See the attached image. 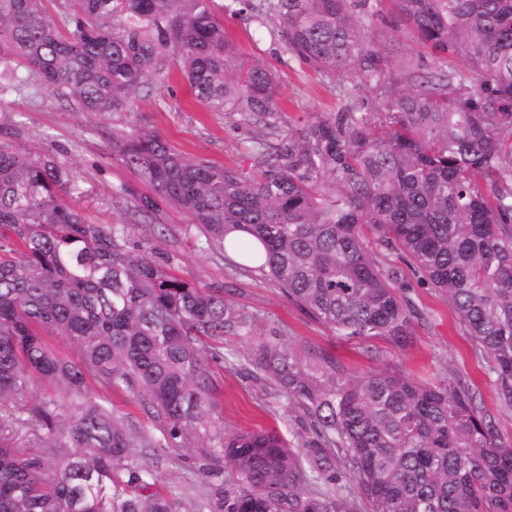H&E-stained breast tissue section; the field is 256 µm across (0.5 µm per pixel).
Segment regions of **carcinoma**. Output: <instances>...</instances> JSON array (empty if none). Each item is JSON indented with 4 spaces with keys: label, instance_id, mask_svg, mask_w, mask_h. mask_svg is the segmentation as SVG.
<instances>
[{
    "label": "carcinoma",
    "instance_id": "obj_1",
    "mask_svg": "<svg viewBox=\"0 0 512 512\" xmlns=\"http://www.w3.org/2000/svg\"><path fill=\"white\" fill-rule=\"evenodd\" d=\"M0 0V82L27 64L79 112H130L176 67L194 101L267 130L255 177L175 150L141 126L112 156L148 192L134 223L186 214L208 248L244 229L249 262L343 338L406 344L416 308L399 293L403 256L441 291L512 409V0H268L289 53L374 93L300 126L281 125L278 80L241 60L217 11L250 0ZM388 13L434 56L467 67L389 70L367 35ZM0 138V512H512V444L460 378L416 381L385 363L363 376L274 336L256 369L310 420L300 445L276 430L217 432L203 448L228 477L199 504L154 490L158 467L214 425L213 366L224 333L246 327L222 288L136 253L125 224H95L65 196L73 169ZM74 347L75 363L38 329ZM56 396L25 398L37 382ZM127 391L161 433L89 395ZM55 465L53 475L46 470Z\"/></svg>",
    "mask_w": 512,
    "mask_h": 512
}]
</instances>
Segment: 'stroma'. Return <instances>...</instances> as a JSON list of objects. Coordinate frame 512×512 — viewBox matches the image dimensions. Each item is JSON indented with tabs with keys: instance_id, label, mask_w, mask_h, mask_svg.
<instances>
[{
	"instance_id": "1",
	"label": "stroma",
	"mask_w": 512,
	"mask_h": 512,
	"mask_svg": "<svg viewBox=\"0 0 512 512\" xmlns=\"http://www.w3.org/2000/svg\"><path fill=\"white\" fill-rule=\"evenodd\" d=\"M255 8L226 16L225 28L246 61H260L279 78V92L287 121L298 123L335 111L343 94L365 97L364 89L344 81H330L300 64L273 33L261 10ZM372 36L391 49L393 65L412 62L430 72L437 62L401 25L374 21ZM142 124L162 135L176 150L253 172L252 149L261 128L210 112L194 103L185 81L177 75L168 83L153 84L139 93L133 112L98 114L76 112L53 92L36 85L0 91V134L18 133L19 141L54 154L76 173L77 190L70 203L80 207L97 224H124L130 245L138 252L171 253L172 271L201 288L220 287L228 303L242 312L246 328L224 335V366L216 367L214 418L224 430L247 431L278 428L293 444L310 434V422L274 383L253 374L252 363L260 341L280 336L294 346L323 350L355 375H366L390 363L414 379L436 382L456 376L476 387L486 409L495 417L500 437L512 440V410L507 409L487 360L466 336L458 314L440 291L424 286L407 290L406 297L421 317L403 346L390 338L343 341L288 301L266 273L244 268L228 259L220 248L207 249L199 229L179 212L151 230L133 225L126 209L115 205L119 189L138 195L145 187L112 156V137ZM200 443L180 450L158 472L159 490L176 494L185 489L205 491L211 479L203 471Z\"/></svg>"
}]
</instances>
